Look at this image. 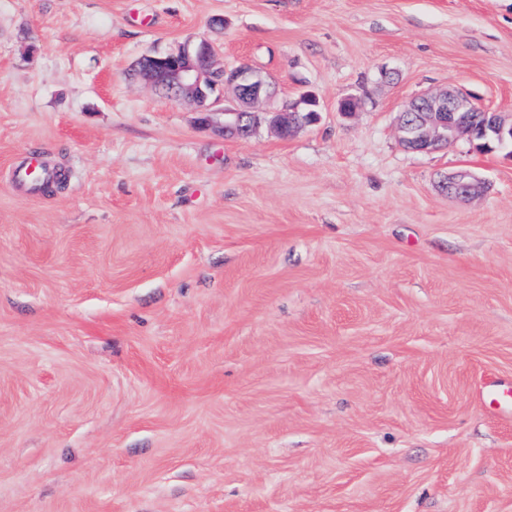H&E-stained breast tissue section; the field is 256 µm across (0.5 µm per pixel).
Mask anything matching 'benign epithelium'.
<instances>
[{"instance_id": "1", "label": "benign epithelium", "mask_w": 512, "mask_h": 512, "mask_svg": "<svg viewBox=\"0 0 512 512\" xmlns=\"http://www.w3.org/2000/svg\"><path fill=\"white\" fill-rule=\"evenodd\" d=\"M214 47L205 41L189 48L182 46L166 56H145L137 74L163 94L188 97L208 112L206 102L213 89L208 85V70L212 69ZM221 85L232 88L236 105L224 108L222 133L239 140L249 139L263 124L280 136H289L296 128L317 118L318 102L311 93L302 96L305 109L296 106L279 108L274 105L275 91L270 76L248 64L220 70ZM466 97L454 88L422 94L405 107L399 116L400 142L413 152H430L459 138H472L471 121L465 112H477ZM498 125L491 127L500 144L512 140V114L495 112ZM482 130V135H487ZM443 192L454 198H469L485 192V183L466 170L446 177L440 184Z\"/></svg>"}]
</instances>
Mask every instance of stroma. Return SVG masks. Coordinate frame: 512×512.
Segmentation results:
<instances>
[{
    "instance_id": "35a3bbf8",
    "label": "stroma",
    "mask_w": 512,
    "mask_h": 512,
    "mask_svg": "<svg viewBox=\"0 0 512 512\" xmlns=\"http://www.w3.org/2000/svg\"><path fill=\"white\" fill-rule=\"evenodd\" d=\"M201 40L318 121L229 139L231 89L205 127L135 76ZM445 87L512 113V0H0V512H512L478 402L512 151L404 149ZM29 151L60 188L15 183ZM443 192L454 198H469L483 194L485 183L466 170H460L447 176L440 184Z\"/></svg>"
}]
</instances>
